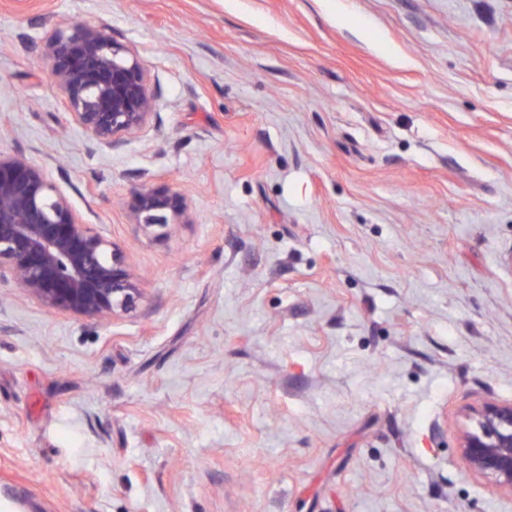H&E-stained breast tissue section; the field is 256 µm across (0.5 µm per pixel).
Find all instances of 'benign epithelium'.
Instances as JSON below:
<instances>
[{
    "label": "benign epithelium",
    "instance_id": "7a95c632",
    "mask_svg": "<svg viewBox=\"0 0 512 512\" xmlns=\"http://www.w3.org/2000/svg\"><path fill=\"white\" fill-rule=\"evenodd\" d=\"M45 60L70 120L98 144L137 134L155 107L147 75L105 26L77 23L50 35ZM134 223L163 238L190 222L187 198L143 185ZM54 312L107 320L134 310L140 281L123 251L84 223L45 170L0 153V279ZM459 436L466 471L512 495V402L472 410Z\"/></svg>",
    "mask_w": 512,
    "mask_h": 512
}]
</instances>
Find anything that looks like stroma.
<instances>
[{
  "label": "stroma",
  "instance_id": "stroma-1",
  "mask_svg": "<svg viewBox=\"0 0 512 512\" xmlns=\"http://www.w3.org/2000/svg\"><path fill=\"white\" fill-rule=\"evenodd\" d=\"M107 25L157 106L106 149L43 65ZM0 151L141 275L107 322L0 282V512H512V0H0ZM183 193L162 239L143 183ZM131 216L134 224L145 232L163 238L176 224L190 222V205L187 198L177 191L145 184L135 194ZM467 418L458 446L466 471L512 495V402H486Z\"/></svg>",
  "mask_w": 512,
  "mask_h": 512
}]
</instances>
